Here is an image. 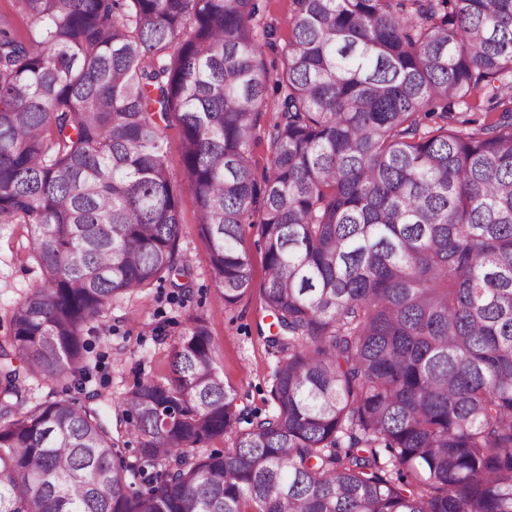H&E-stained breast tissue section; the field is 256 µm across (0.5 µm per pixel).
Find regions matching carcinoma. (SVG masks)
Returning a JSON list of instances; mask_svg holds the SVG:
<instances>
[{"label":"carcinoma","instance_id":"carcinoma-1","mask_svg":"<svg viewBox=\"0 0 512 512\" xmlns=\"http://www.w3.org/2000/svg\"><path fill=\"white\" fill-rule=\"evenodd\" d=\"M14 2L0 223L31 226L42 281L0 343V512H512V0H291L273 77L257 0ZM174 122L224 305L245 228L263 243L273 406L239 408L191 318L117 402L128 465L26 382L82 384L113 300L190 288Z\"/></svg>","mask_w":512,"mask_h":512}]
</instances>
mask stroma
<instances>
[{
	"label": "stroma",
	"mask_w": 512,
	"mask_h": 512,
	"mask_svg": "<svg viewBox=\"0 0 512 512\" xmlns=\"http://www.w3.org/2000/svg\"><path fill=\"white\" fill-rule=\"evenodd\" d=\"M260 41L265 42L268 72L281 66V49L288 40L290 0H258ZM182 234L178 251L192 269V287L181 293L158 283L112 302L84 336L88 379L85 395H99L101 409L113 415L119 397L141 379L170 373V352L189 318H203L219 346L217 367L232 384L242 405L267 410L272 405V357L259 338L260 285L264 279L263 246L254 231H246L243 247L252 267V286L233 307H225L209 272V245L192 204L193 190L183 182ZM41 270L30 250V227L0 224V340L12 334L14 309L41 284Z\"/></svg>",
	"instance_id": "stroma-1"
}]
</instances>
